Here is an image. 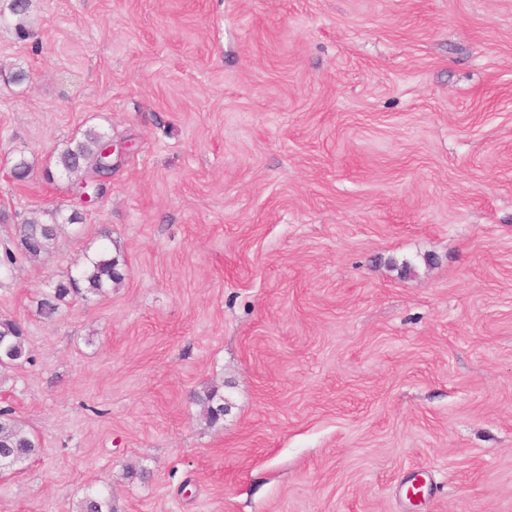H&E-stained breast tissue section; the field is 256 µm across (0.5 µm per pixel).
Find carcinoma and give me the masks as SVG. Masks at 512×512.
<instances>
[{
	"label": "carcinoma",
	"instance_id": "obj_1",
	"mask_svg": "<svg viewBox=\"0 0 512 512\" xmlns=\"http://www.w3.org/2000/svg\"><path fill=\"white\" fill-rule=\"evenodd\" d=\"M106 140L103 132L89 128L78 139H72L57 154L56 166L60 173L71 176L82 173V178L100 173L104 159L102 144ZM78 214L68 216L60 212L51 215V220L31 218L15 225L17 249L30 259H38L51 252L64 225L75 224ZM123 273L117 257L106 249L94 255L84 256L77 274L56 282L44 294L39 303V313L51 318L60 308V303L72 294L85 292L101 295L122 280ZM30 361L29 350L22 326L10 319L0 320V366L8 367ZM204 415L218 422L224 415V398L210 391L198 398ZM38 438L19 423L10 410L0 409V465L10 468L40 456ZM77 512H112V498L107 490H92L78 504Z\"/></svg>",
	"mask_w": 512,
	"mask_h": 512
}]
</instances>
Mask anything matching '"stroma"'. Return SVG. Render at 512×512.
Listing matches in <instances>:
<instances>
[{"instance_id":"obj_1","label":"stroma","mask_w":512,"mask_h":512,"mask_svg":"<svg viewBox=\"0 0 512 512\" xmlns=\"http://www.w3.org/2000/svg\"><path fill=\"white\" fill-rule=\"evenodd\" d=\"M91 127L85 205L55 160ZM55 211L0 272V407L43 448L0 512H512V0H30L0 250ZM103 245L122 282L43 319ZM50 219L41 221L31 218L23 224L15 225L17 249L22 255L29 259H39L50 253L64 225L78 223L79 217L76 212L68 216L55 212ZM22 326L10 319L0 320V366L8 367L30 361ZM77 508V512H112V498L107 490H91Z\"/></svg>"}]
</instances>
